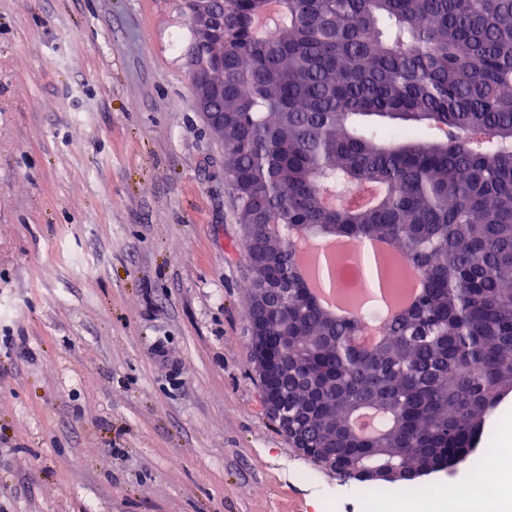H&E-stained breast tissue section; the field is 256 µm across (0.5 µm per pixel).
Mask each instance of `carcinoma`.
Listing matches in <instances>:
<instances>
[{
  "label": "carcinoma",
  "instance_id": "cac0c4a2",
  "mask_svg": "<svg viewBox=\"0 0 512 512\" xmlns=\"http://www.w3.org/2000/svg\"><path fill=\"white\" fill-rule=\"evenodd\" d=\"M217 0L224 171L249 257L247 314L271 294L288 415L343 481L412 483L474 455L512 391V0ZM308 236L389 241L425 292L361 343L297 265ZM364 411L381 417L357 428Z\"/></svg>",
  "mask_w": 512,
  "mask_h": 512
}]
</instances>
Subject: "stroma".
Instances as JSON below:
<instances>
[{"mask_svg":"<svg viewBox=\"0 0 512 512\" xmlns=\"http://www.w3.org/2000/svg\"><path fill=\"white\" fill-rule=\"evenodd\" d=\"M178 0H0V512H322L269 418ZM487 421L478 463L512 470Z\"/></svg>","mask_w":512,"mask_h":512,"instance_id":"stroma-1","label":"stroma"}]
</instances>
